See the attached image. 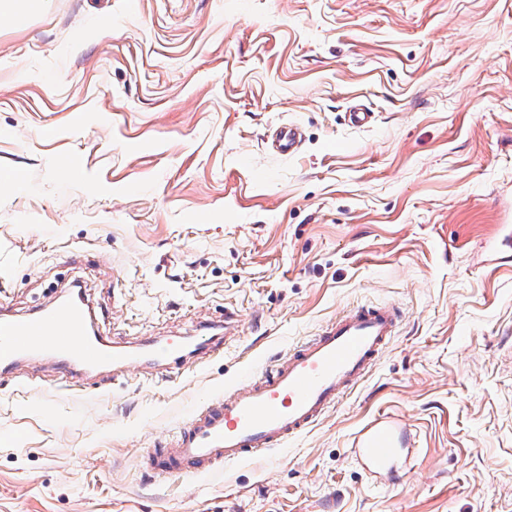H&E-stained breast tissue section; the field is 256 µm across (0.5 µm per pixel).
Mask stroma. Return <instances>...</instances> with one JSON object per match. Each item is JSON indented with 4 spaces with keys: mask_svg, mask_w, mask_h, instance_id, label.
<instances>
[{
    "mask_svg": "<svg viewBox=\"0 0 512 512\" xmlns=\"http://www.w3.org/2000/svg\"><path fill=\"white\" fill-rule=\"evenodd\" d=\"M277 123L296 155L267 151ZM2 169L26 183L0 191L1 312L77 279L115 347L239 317L223 355L102 395L20 361L42 389L0 385V512H512V265L479 255L512 223V0H44L0 18ZM385 300L398 335L309 432L143 475L224 383ZM382 411L422 448L387 488L347 453ZM303 141V132L297 124L285 123L276 126L269 139L270 150L278 155L293 156L298 153Z\"/></svg>",
    "mask_w": 512,
    "mask_h": 512,
    "instance_id": "stroma-1",
    "label": "stroma"
}]
</instances>
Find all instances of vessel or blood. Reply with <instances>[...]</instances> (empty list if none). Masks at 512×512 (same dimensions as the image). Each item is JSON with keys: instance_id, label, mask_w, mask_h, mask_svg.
<instances>
[{"instance_id": "b4317fda", "label": "vessel or blood", "mask_w": 512, "mask_h": 512, "mask_svg": "<svg viewBox=\"0 0 512 512\" xmlns=\"http://www.w3.org/2000/svg\"><path fill=\"white\" fill-rule=\"evenodd\" d=\"M302 141L301 127L285 123L274 128L269 148L292 156ZM511 246L512 225H497L483 248L484 262L497 261L501 249ZM91 321L92 308L81 298L52 303L22 317L1 318L0 384L12 382L21 356L42 348L57 352L64 387L77 393L84 386L70 379L74 368L119 369L132 363L180 367L195 355L223 354L226 342L217 335L201 343L173 336L119 350L97 335ZM399 322L398 310L389 303L349 309L273 364L242 372L240 381L189 411L175 436L160 440L143 456V469L170 478H203L225 464L243 463L284 447L363 381L395 336ZM349 452L372 484L391 486L408 474L419 448L402 415L382 412L352 433Z\"/></svg>"}]
</instances>
